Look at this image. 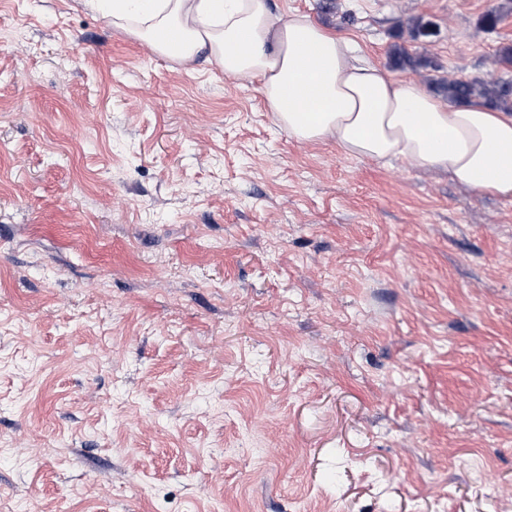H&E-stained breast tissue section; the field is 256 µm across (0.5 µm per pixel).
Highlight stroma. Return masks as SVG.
Here are the masks:
<instances>
[{"label":"stroma","instance_id":"stroma-1","mask_svg":"<svg viewBox=\"0 0 512 512\" xmlns=\"http://www.w3.org/2000/svg\"><path fill=\"white\" fill-rule=\"evenodd\" d=\"M271 6L429 90L512 78V0ZM258 87L0 0V512H512V197Z\"/></svg>","mask_w":512,"mask_h":512}]
</instances>
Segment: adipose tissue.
Listing matches in <instances>:
<instances>
[{
  "label": "adipose tissue",
  "instance_id": "adipose-tissue-1",
  "mask_svg": "<svg viewBox=\"0 0 512 512\" xmlns=\"http://www.w3.org/2000/svg\"><path fill=\"white\" fill-rule=\"evenodd\" d=\"M159 54L207 53L226 75L256 79L268 112L299 142L348 157L447 171L512 197V110L439 101L418 82L358 55L353 39L269 0H84Z\"/></svg>",
  "mask_w": 512,
  "mask_h": 512
}]
</instances>
